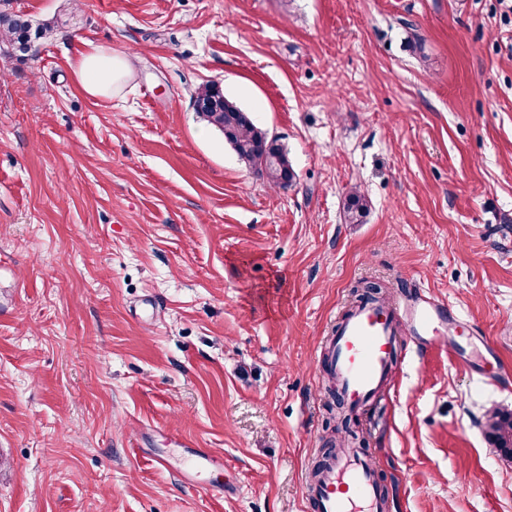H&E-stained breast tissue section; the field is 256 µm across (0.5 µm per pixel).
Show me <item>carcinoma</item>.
Returning <instances> with one entry per match:
<instances>
[{"mask_svg":"<svg viewBox=\"0 0 512 512\" xmlns=\"http://www.w3.org/2000/svg\"><path fill=\"white\" fill-rule=\"evenodd\" d=\"M53 31L48 23L39 26L19 14L0 12V36L6 39L14 51L21 54L29 52L35 41ZM193 105L205 121L221 133L229 132L231 145L241 161L251 168L259 165L260 151L268 143L270 136L258 128L248 112L224 96L219 83L208 81L200 85L193 94ZM267 182L274 188L287 187L285 179L291 177L292 165L288 154L281 145L274 147V154L267 162ZM365 204L360 194L349 196L347 219L357 223L362 217ZM485 428L488 437L500 448L503 456L511 461L512 449L506 445L512 443V412L494 409L486 415Z\"/></svg>","mask_w":512,"mask_h":512,"instance_id":"carcinoma-1","label":"carcinoma"}]
</instances>
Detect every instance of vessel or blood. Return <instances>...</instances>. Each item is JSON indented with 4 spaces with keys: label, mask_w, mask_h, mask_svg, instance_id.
<instances>
[{
    "label": "vessel or blood",
    "mask_w": 512,
    "mask_h": 512,
    "mask_svg": "<svg viewBox=\"0 0 512 512\" xmlns=\"http://www.w3.org/2000/svg\"><path fill=\"white\" fill-rule=\"evenodd\" d=\"M453 314L444 303L421 291L392 306L373 301L358 307L328 341V373L353 409L381 401L392 380L397 333L406 330L422 348L442 345L441 325ZM215 464L206 450L192 448L181 465L201 472ZM307 512H384L385 500L371 460L350 449L325 462L305 486Z\"/></svg>",
    "instance_id": "obj_1"
}]
</instances>
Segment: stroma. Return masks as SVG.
<instances>
[{
    "label": "stroma",
    "mask_w": 512,
    "mask_h": 512,
    "mask_svg": "<svg viewBox=\"0 0 512 512\" xmlns=\"http://www.w3.org/2000/svg\"><path fill=\"white\" fill-rule=\"evenodd\" d=\"M0 512H305L346 447L321 364L358 282L474 330L400 344L356 415L386 512H512V0H0ZM129 54L82 92L88 44ZM218 82L278 138L270 188L195 111ZM366 201L349 223L352 192ZM223 463V494L160 457ZM53 31L48 23L33 26L32 22L19 14L0 12V32L15 52L28 53L35 41ZM78 86L91 97H109L131 73L128 57L91 46L72 65ZM488 437L500 448L506 460H512V412L495 409L486 415ZM511 442V449L506 446ZM503 445V446H501ZM182 448H188V455L182 458L181 466L187 472H201L210 469L216 464L213 455L206 450L191 448L190 445H182Z\"/></svg>",
    "instance_id": "35a3bbf8"
}]
</instances>
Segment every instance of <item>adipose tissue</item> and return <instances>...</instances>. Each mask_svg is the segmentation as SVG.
Instances as JSON below:
<instances>
[{
  "label": "adipose tissue",
  "instance_id": "obj_1",
  "mask_svg": "<svg viewBox=\"0 0 512 512\" xmlns=\"http://www.w3.org/2000/svg\"><path fill=\"white\" fill-rule=\"evenodd\" d=\"M78 86L92 97L114 94L131 73L126 55L93 46L83 52L73 65Z\"/></svg>",
  "mask_w": 512,
  "mask_h": 512
}]
</instances>
